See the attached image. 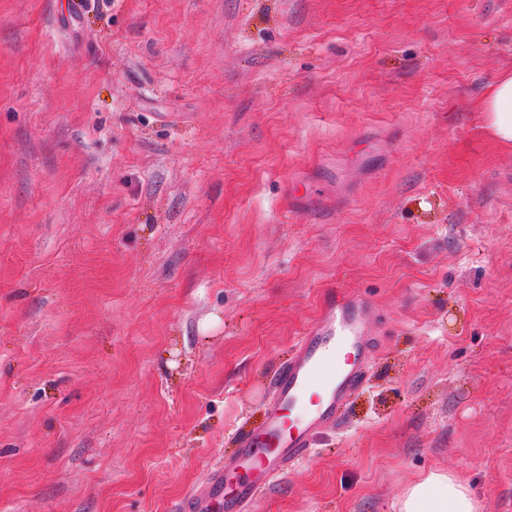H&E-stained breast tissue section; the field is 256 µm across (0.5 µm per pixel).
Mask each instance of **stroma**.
Segmentation results:
<instances>
[{
  "instance_id": "1",
  "label": "stroma",
  "mask_w": 512,
  "mask_h": 512,
  "mask_svg": "<svg viewBox=\"0 0 512 512\" xmlns=\"http://www.w3.org/2000/svg\"><path fill=\"white\" fill-rule=\"evenodd\" d=\"M0 0V512H178L328 289L364 387L251 512H512V0ZM483 108L493 135L503 143H512V75L493 83ZM467 483L455 474L433 471L413 483L399 503V512H479Z\"/></svg>"
}]
</instances>
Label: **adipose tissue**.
Instances as JSON below:
<instances>
[{
  "mask_svg": "<svg viewBox=\"0 0 512 512\" xmlns=\"http://www.w3.org/2000/svg\"><path fill=\"white\" fill-rule=\"evenodd\" d=\"M489 130L512 143V75L498 78L484 102ZM399 512H479L467 483L455 474L434 471L413 483L399 503Z\"/></svg>",
  "mask_w": 512,
  "mask_h": 512,
  "instance_id": "obj_1",
  "label": "adipose tissue"
}]
</instances>
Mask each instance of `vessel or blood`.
I'll list each match as a JSON object with an SVG mask.
<instances>
[{"mask_svg":"<svg viewBox=\"0 0 512 512\" xmlns=\"http://www.w3.org/2000/svg\"><path fill=\"white\" fill-rule=\"evenodd\" d=\"M368 309L357 295L330 294L279 370L263 421L236 432L235 454L210 472L203 492L181 512H249L259 491L312 449L363 385L372 356Z\"/></svg>","mask_w":512,"mask_h":512,"instance_id":"obj_1","label":"vessel or blood"}]
</instances>
